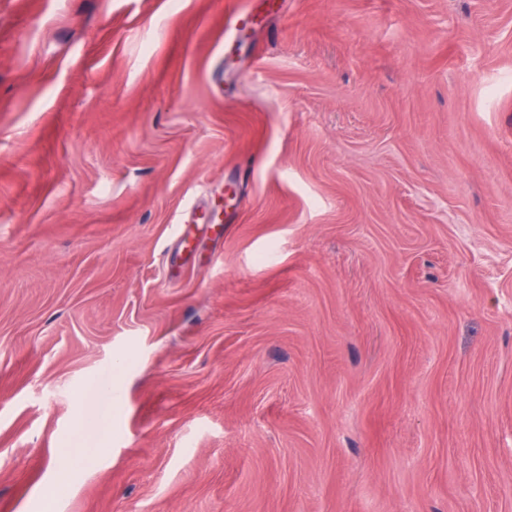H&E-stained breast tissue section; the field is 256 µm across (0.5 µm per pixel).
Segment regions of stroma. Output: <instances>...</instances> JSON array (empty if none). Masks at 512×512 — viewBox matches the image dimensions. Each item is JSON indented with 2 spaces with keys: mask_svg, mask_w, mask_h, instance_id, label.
<instances>
[{
  "mask_svg": "<svg viewBox=\"0 0 512 512\" xmlns=\"http://www.w3.org/2000/svg\"><path fill=\"white\" fill-rule=\"evenodd\" d=\"M0 512H512V0H0Z\"/></svg>",
  "mask_w": 512,
  "mask_h": 512,
  "instance_id": "1",
  "label": "stroma"
}]
</instances>
